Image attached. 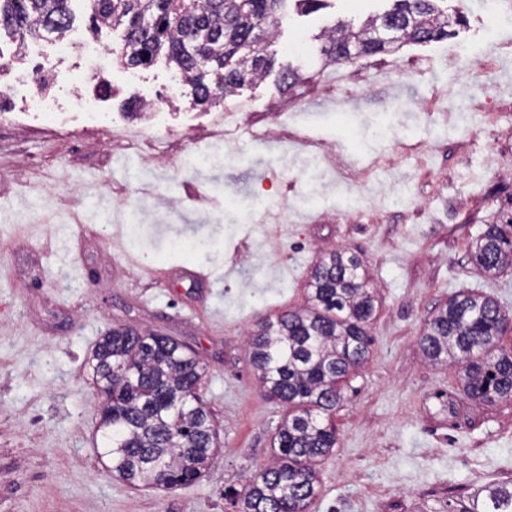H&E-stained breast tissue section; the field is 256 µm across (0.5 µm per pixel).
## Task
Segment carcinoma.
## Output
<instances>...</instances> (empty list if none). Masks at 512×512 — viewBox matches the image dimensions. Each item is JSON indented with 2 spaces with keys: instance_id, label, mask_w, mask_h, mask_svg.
Wrapping results in <instances>:
<instances>
[{
  "instance_id": "carcinoma-1",
  "label": "carcinoma",
  "mask_w": 512,
  "mask_h": 512,
  "mask_svg": "<svg viewBox=\"0 0 512 512\" xmlns=\"http://www.w3.org/2000/svg\"><path fill=\"white\" fill-rule=\"evenodd\" d=\"M71 0H0V27L25 39L72 22ZM286 0H86L92 32L123 27L121 51L130 67L157 57L183 75L198 104L212 98L211 79L224 93L263 75L268 50L248 36L264 25L273 38ZM445 0H394L384 16L406 20L405 37L440 41L450 35ZM382 16V17H384ZM382 17L356 26L337 21L322 35L320 54L336 58L351 44L364 55L389 51L369 40ZM484 272L512 264V231L488 224L471 251ZM310 306L262 318L249 337L251 362L266 397L288 409L274 444L276 459L232 495L235 512H309L317 496L315 466L336 446L333 417L343 383L368 359V326L376 312L362 259L335 251L310 275ZM512 314L497 300L460 293L426 323L420 347L432 362L451 360L463 372L466 395L479 402L512 399V349L500 345ZM103 396L100 457L113 477L134 488L174 490L194 484L216 454L212 413L190 396L205 371L185 346L168 336L114 328L87 361ZM448 512H512V486H488Z\"/></svg>"
}]
</instances>
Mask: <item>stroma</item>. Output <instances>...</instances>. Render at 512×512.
<instances>
[{
  "instance_id": "obj_1",
  "label": "stroma",
  "mask_w": 512,
  "mask_h": 512,
  "mask_svg": "<svg viewBox=\"0 0 512 512\" xmlns=\"http://www.w3.org/2000/svg\"><path fill=\"white\" fill-rule=\"evenodd\" d=\"M393 0H289L271 44L279 67L235 93L240 137L225 145L224 97L173 102V136L108 124L75 135L0 122V512H234L273 458L286 410L265 399L248 334L307 304L313 263L338 248L366 263L377 297L372 353L344 386L334 452L317 467L310 512H448L476 472L512 483V400L476 402L459 371L428 362L419 338L449 296L493 297L512 312V267L478 271L469 248L512 214V26L482 0L447 39L323 65L317 38ZM297 76L285 87L282 68ZM171 66L111 65L112 109L163 89ZM394 129L372 136L376 115ZM255 126L277 130L252 142ZM338 165L313 167L312 142ZM365 213L347 209L349 197ZM214 272L206 288L186 276ZM124 326L187 344L206 368L217 458L195 484L135 490L101 459V397L87 360Z\"/></svg>"
}]
</instances>
